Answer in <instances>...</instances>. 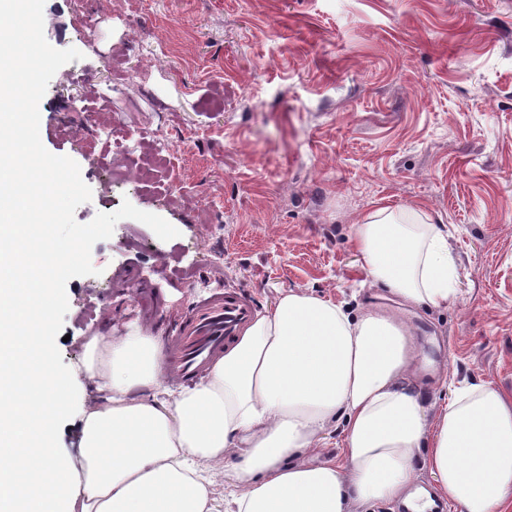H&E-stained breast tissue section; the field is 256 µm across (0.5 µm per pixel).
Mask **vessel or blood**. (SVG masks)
I'll return each instance as SVG.
<instances>
[{
	"label": "vessel or blood",
	"mask_w": 512,
	"mask_h": 512,
	"mask_svg": "<svg viewBox=\"0 0 512 512\" xmlns=\"http://www.w3.org/2000/svg\"><path fill=\"white\" fill-rule=\"evenodd\" d=\"M251 313L249 303L230 294L197 305L167 338L169 375L184 381L200 376Z\"/></svg>",
	"instance_id": "1"
}]
</instances>
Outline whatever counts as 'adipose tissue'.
<instances>
[{
  "label": "adipose tissue",
  "instance_id": "adipose-tissue-1",
  "mask_svg": "<svg viewBox=\"0 0 512 512\" xmlns=\"http://www.w3.org/2000/svg\"><path fill=\"white\" fill-rule=\"evenodd\" d=\"M33 197L0 180V213L24 211L33 227L0 225V512H215L201 462L232 465L224 512H349L407 498L421 470L465 512H512V395L448 379L451 399L431 420L419 394L405 315L454 298L448 234L419 209L388 204L356 224L353 241L365 278L402 314L281 292L196 385L169 396L154 332L93 334L80 458L55 455L69 379L40 343L39 312L56 303L52 282L72 252L43 266ZM331 425L340 455L306 462Z\"/></svg>",
  "mask_w": 512,
  "mask_h": 512
}]
</instances>
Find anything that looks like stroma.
<instances>
[{
	"instance_id": "1",
	"label": "stroma",
	"mask_w": 512,
	"mask_h": 512,
	"mask_svg": "<svg viewBox=\"0 0 512 512\" xmlns=\"http://www.w3.org/2000/svg\"><path fill=\"white\" fill-rule=\"evenodd\" d=\"M44 32L82 54L39 105L92 191L76 221L127 201L180 232L120 220L68 281L80 403L103 322L162 333L218 293L356 309L381 200L448 228L457 297L414 313L419 360L512 394V0H45Z\"/></svg>"
}]
</instances>
